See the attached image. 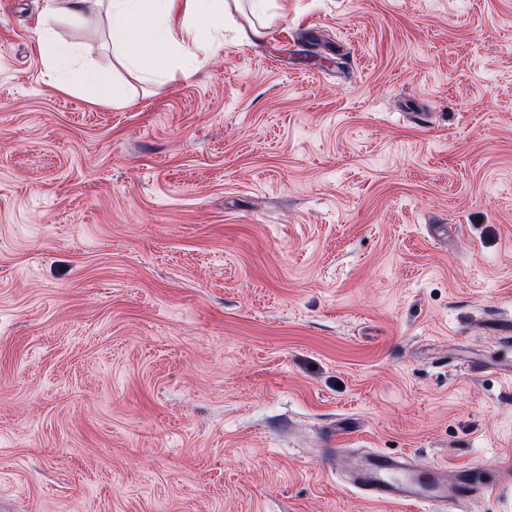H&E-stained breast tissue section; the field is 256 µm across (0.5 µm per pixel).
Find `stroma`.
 Listing matches in <instances>:
<instances>
[{"instance_id":"stroma-1","label":"stroma","mask_w":512,"mask_h":512,"mask_svg":"<svg viewBox=\"0 0 512 512\" xmlns=\"http://www.w3.org/2000/svg\"><path fill=\"white\" fill-rule=\"evenodd\" d=\"M43 6L0 0V512H421L351 457L512 461V0H288L166 83L59 19L119 106Z\"/></svg>"}]
</instances>
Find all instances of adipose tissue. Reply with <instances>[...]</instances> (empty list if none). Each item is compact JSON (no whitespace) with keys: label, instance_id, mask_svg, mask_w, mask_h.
<instances>
[{"label":"adipose tissue","instance_id":"ef3b65f1","mask_svg":"<svg viewBox=\"0 0 512 512\" xmlns=\"http://www.w3.org/2000/svg\"><path fill=\"white\" fill-rule=\"evenodd\" d=\"M242 0H45L48 23L38 38V52L50 79L60 89H76L89 100L121 104L122 85L104 81L94 65L83 62L78 48L60 40L50 23L59 17L81 18L90 4L109 20L113 59L149 83L167 80L172 69L190 76L209 51L223 43Z\"/></svg>","mask_w":512,"mask_h":512}]
</instances>
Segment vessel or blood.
<instances>
[{
  "instance_id": "b4317fda",
  "label": "vessel or blood",
  "mask_w": 512,
  "mask_h": 512,
  "mask_svg": "<svg viewBox=\"0 0 512 512\" xmlns=\"http://www.w3.org/2000/svg\"><path fill=\"white\" fill-rule=\"evenodd\" d=\"M512 476L503 463L493 472L481 467L451 469L435 466L430 477L413 470L408 457L381 451L365 452L359 459L354 484L366 498L396 504H462L494 493L502 479Z\"/></svg>"
}]
</instances>
